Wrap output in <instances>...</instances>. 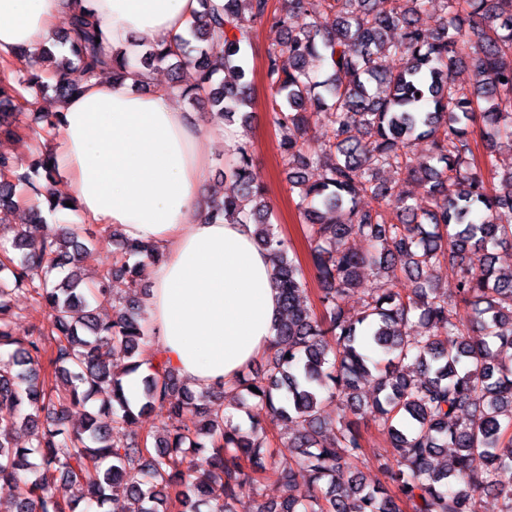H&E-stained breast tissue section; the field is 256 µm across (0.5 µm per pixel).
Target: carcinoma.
I'll use <instances>...</instances> for the list:
<instances>
[{
	"mask_svg": "<svg viewBox=\"0 0 512 512\" xmlns=\"http://www.w3.org/2000/svg\"><path fill=\"white\" fill-rule=\"evenodd\" d=\"M324 13L296 30L293 14L307 0H199L185 36L153 47L141 61L190 67L193 84L170 88L193 106L207 105L225 119L240 117L253 100L246 47L265 20L284 32L266 52L269 107L284 131L279 142L296 208L309 227V262L321 285L318 307L304 304L307 280L290 256V243L270 223L265 189L251 177V143H237L225 179L230 191L205 203L212 219L255 225V241L270 257L284 318L276 328L265 373L241 375L222 390L191 393L176 371L153 361L146 312L132 299L100 317L112 304V278L138 288L139 263L153 249L123 236L121 256L95 286L83 283L78 263L95 244L89 229L74 225L37 232L42 209L66 208L52 185L53 153L30 145L38 179L20 173L0 153V211L14 210L23 187L29 222L13 227L11 249L0 258V482L22 486L3 512H232L231 501L256 492L264 479L266 430L245 432L217 401L227 394L239 409L248 399L270 422H289L288 454L274 470L283 495L257 512H475L476 493L496 491L501 512H512V270L497 269L489 249L512 246V169L502 173L491 156L474 153L472 133L483 120L489 146L512 141V0H323ZM100 22L89 9L74 15L53 40L65 51L0 55V140L21 141L29 117L21 102L47 89L59 100L82 91L103 71L115 81L129 60L109 51ZM400 31V39L387 38ZM399 67L387 70L382 59ZM317 59L325 74L309 67ZM470 65L472 86L456 84ZM506 81H500V78ZM329 126L318 156L304 148L313 116ZM424 142L431 163L416 164L412 146ZM387 169L406 174L428 205L417 209L379 181ZM456 290L439 286L442 270ZM375 284L362 309L346 307L365 272ZM401 273L416 280L403 292L389 287ZM26 291L47 316L36 337L12 329L11 296ZM481 330L488 340L474 341ZM52 343L46 349V343ZM48 357L55 378L41 374ZM124 370L112 371L114 361ZM147 364L151 373L131 404L124 377ZM376 390L363 403V382ZM257 391L250 390V387ZM327 399L341 413L322 418ZM98 402L68 430L71 406ZM168 418L164 434L119 436L155 409ZM368 412L387 434L392 456L378 460L389 483H366L352 463L363 454L359 415ZM30 444L18 447V426ZM451 448L445 463L440 449ZM306 471L320 495H301L296 471Z\"/></svg>",
	"mask_w": 512,
	"mask_h": 512,
	"instance_id": "cac0c4a2",
	"label": "carcinoma"
}]
</instances>
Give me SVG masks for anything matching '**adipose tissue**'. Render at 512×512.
<instances>
[{
  "label": "adipose tissue",
  "instance_id": "ef3b65f1",
  "mask_svg": "<svg viewBox=\"0 0 512 512\" xmlns=\"http://www.w3.org/2000/svg\"><path fill=\"white\" fill-rule=\"evenodd\" d=\"M92 7L113 49L168 45L197 0H0V53L39 51L59 19ZM97 77L61 109L52 150L81 224L116 225L160 254L148 322L160 358L197 389L217 388L268 351L280 318L271 264L248 224L199 206L209 182L202 130L158 85Z\"/></svg>",
  "mask_w": 512,
  "mask_h": 512
}]
</instances>
